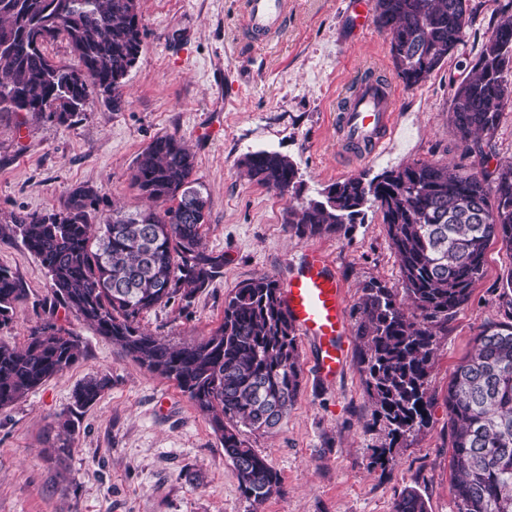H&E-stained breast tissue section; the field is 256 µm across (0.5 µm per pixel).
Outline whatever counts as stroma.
I'll return each mask as SVG.
<instances>
[{
  "mask_svg": "<svg viewBox=\"0 0 512 512\" xmlns=\"http://www.w3.org/2000/svg\"><path fill=\"white\" fill-rule=\"evenodd\" d=\"M286 28L265 48L248 45L238 0H138L143 51L129 71L124 104L91 99L74 122L60 124L22 112H0V226L13 216L62 211L69 190L92 187L95 223L113 205L134 212L149 203L130 185L137 154L160 135L183 140L196 154L195 176L209 200L205 243L224 255V273L196 295L152 309L148 332L174 343L209 336L224 318V301L246 279L285 280L309 247L322 250L342 282L349 324L358 321L363 284L401 285L399 265L378 213L336 233L298 238L288 209L319 198L330 184L374 177L416 161L453 162L474 173L512 163V102L487 156L465 153L448 123L452 89L467 77L504 0H471L462 42L420 86L398 79L390 37L378 26L354 32L348 0H291ZM375 79L399 101V126L387 149L370 159L343 154L336 116L348 91ZM272 150L297 167L296 195L251 181L241 164ZM0 266L26 295L0 342L21 345L44 319L81 336L82 357L0 411V512H393L409 489L428 512H457L449 466L450 375L481 326L502 319L503 286L512 253L493 240L468 302L438 339L429 380L430 421L391 442L365 387L350 336L345 374L318 384L300 343L302 385L287 419L248 441L281 477L261 506L241 496L236 471L205 416L170 380L141 368L118 346L55 308L49 278L20 237L0 233ZM107 374L112 387L75 418L73 451L57 459L55 420L83 378Z\"/></svg>",
  "mask_w": 512,
  "mask_h": 512,
  "instance_id": "35a3bbf8",
  "label": "stroma"
}]
</instances>
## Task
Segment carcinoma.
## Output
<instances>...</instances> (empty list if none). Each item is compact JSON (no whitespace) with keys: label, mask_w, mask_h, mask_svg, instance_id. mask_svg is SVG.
Returning a JSON list of instances; mask_svg holds the SVG:
<instances>
[{"label":"carcinoma","mask_w":512,"mask_h":512,"mask_svg":"<svg viewBox=\"0 0 512 512\" xmlns=\"http://www.w3.org/2000/svg\"><path fill=\"white\" fill-rule=\"evenodd\" d=\"M469 0H377L376 23L390 35L394 70L405 86L425 82L463 39ZM65 39L81 67L56 61L47 45ZM143 50L138 0H0V112H26L66 124L90 96L116 104ZM512 0L500 6L493 32L470 74L453 90L449 122L465 151L484 156L512 99ZM251 180L281 195L297 190V169L273 151L248 154ZM195 154L163 135L134 160L132 185L162 210L121 208L98 227L96 191L72 188L64 210L24 214L10 231L46 270L55 304L119 345L149 373L172 380L208 423L233 464L239 488L260 503L281 479L250 447L244 430L267 432L288 417L301 385L293 324L270 277L240 282L209 336L174 345L146 332L140 317L196 294L223 273L224 254L204 244L208 197L192 179ZM379 212L397 257L402 288L372 280L362 287L356 335L367 392L391 441L429 423L427 382L438 335L481 277L488 242L512 252V164L477 175L455 163L413 162L367 181L348 177L323 198L288 210L299 238L355 224ZM25 289L0 267V326L13 321ZM505 320L485 323L448 384L451 463L458 512H512V273L504 286ZM83 354L82 338L52 318L31 329L22 347L0 342V410L62 375ZM112 387L100 374L73 390L57 425L67 435L54 449L71 453L74 417ZM394 512H428L406 492Z\"/></svg>","instance_id":"cac0c4a2"}]
</instances>
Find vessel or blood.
Masks as SVG:
<instances>
[{
  "label": "vessel or blood",
  "mask_w": 512,
  "mask_h": 512,
  "mask_svg": "<svg viewBox=\"0 0 512 512\" xmlns=\"http://www.w3.org/2000/svg\"><path fill=\"white\" fill-rule=\"evenodd\" d=\"M243 5L251 42L269 41L288 20V0H243ZM397 118L391 89L372 80L358 84L339 114V149L361 159L374 156L394 136ZM281 302L298 334L314 345L317 380L335 381L346 365L349 327L341 282L323 251H304L296 271L281 286Z\"/></svg>",
  "instance_id": "b4317fda"
}]
</instances>
